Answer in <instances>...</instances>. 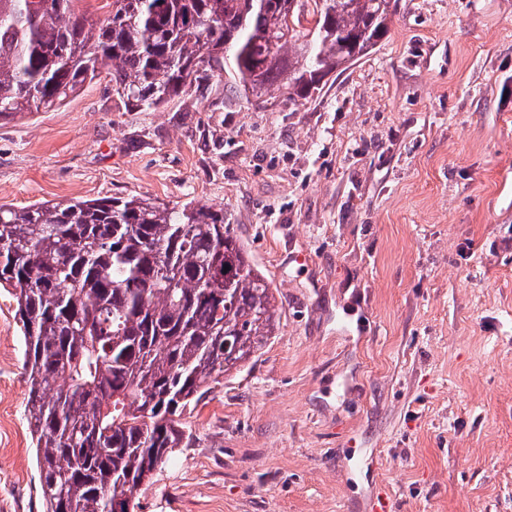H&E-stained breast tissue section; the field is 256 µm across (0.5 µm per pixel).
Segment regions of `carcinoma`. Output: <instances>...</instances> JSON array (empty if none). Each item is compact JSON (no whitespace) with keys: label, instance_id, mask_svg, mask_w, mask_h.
Wrapping results in <instances>:
<instances>
[{"label":"carcinoma","instance_id":"1","mask_svg":"<svg viewBox=\"0 0 512 512\" xmlns=\"http://www.w3.org/2000/svg\"><path fill=\"white\" fill-rule=\"evenodd\" d=\"M0 0V119L103 76L156 110L227 74L301 104L387 35L398 0ZM43 512H127L180 418L280 324L224 206L148 196L0 205Z\"/></svg>","mask_w":512,"mask_h":512}]
</instances>
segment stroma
Returning <instances> with one entry per match:
<instances>
[{"label":"stroma","instance_id":"obj_1","mask_svg":"<svg viewBox=\"0 0 512 512\" xmlns=\"http://www.w3.org/2000/svg\"><path fill=\"white\" fill-rule=\"evenodd\" d=\"M101 79L0 119V204L223 206L281 313L182 419L139 512H512V0H399L301 106ZM0 289V512H41Z\"/></svg>","mask_w":512,"mask_h":512}]
</instances>
